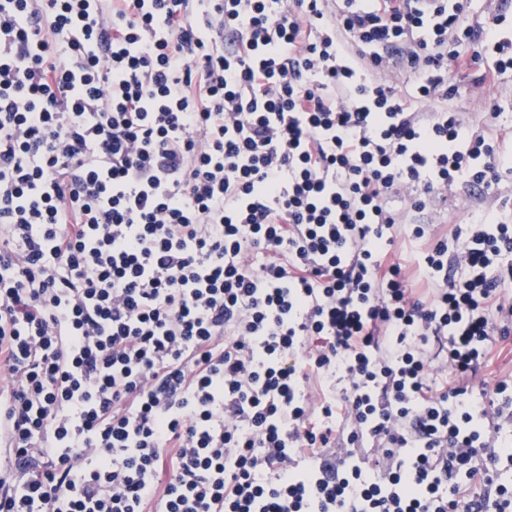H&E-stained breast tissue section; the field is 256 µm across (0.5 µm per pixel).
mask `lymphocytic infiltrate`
I'll return each mask as SVG.
<instances>
[{
  "label": "lymphocytic infiltrate",
  "instance_id": "lymphocytic-infiltrate-1",
  "mask_svg": "<svg viewBox=\"0 0 512 512\" xmlns=\"http://www.w3.org/2000/svg\"><path fill=\"white\" fill-rule=\"evenodd\" d=\"M505 19L0 0V512H512V376L463 404L512 335V206L410 221L501 180L497 112L414 105L511 73ZM485 206L486 203L470 198L465 188L448 187L447 194L437 201L435 207L447 224H434V229L437 234L448 233V235H451L452 231L459 226L464 231L466 225L475 219V214ZM425 240H414L408 237H401L397 245V257L401 258V261L407 266L408 274L411 276V283L413 288H418L417 292L425 298L431 296L432 288L424 283V278L420 275L418 268V259L420 254L425 249Z\"/></svg>",
  "mask_w": 512,
  "mask_h": 512
}]
</instances>
